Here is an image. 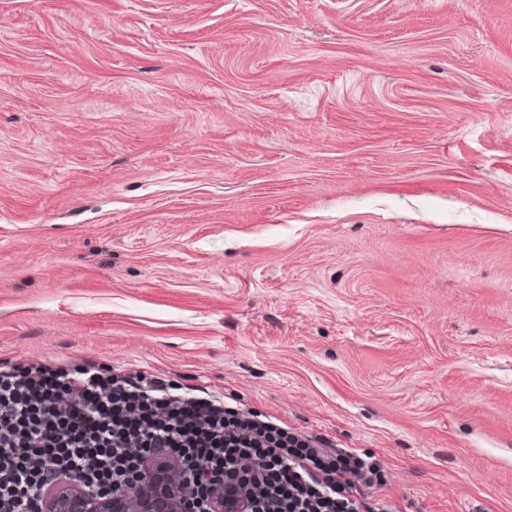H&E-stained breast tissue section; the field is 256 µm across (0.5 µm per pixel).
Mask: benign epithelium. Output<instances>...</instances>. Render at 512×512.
Listing matches in <instances>:
<instances>
[{
	"label": "benign epithelium",
	"mask_w": 512,
	"mask_h": 512,
	"mask_svg": "<svg viewBox=\"0 0 512 512\" xmlns=\"http://www.w3.org/2000/svg\"><path fill=\"white\" fill-rule=\"evenodd\" d=\"M192 476L163 459L146 462L131 490L106 495L76 479H55L45 490L44 512H183Z\"/></svg>",
	"instance_id": "1"
}]
</instances>
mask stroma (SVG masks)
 I'll return each instance as SVG.
<instances>
[{"label":"stroma","instance_id":"35a3bbf8","mask_svg":"<svg viewBox=\"0 0 512 512\" xmlns=\"http://www.w3.org/2000/svg\"><path fill=\"white\" fill-rule=\"evenodd\" d=\"M0 361L512 512V0H0Z\"/></svg>","mask_w":512,"mask_h":512}]
</instances>
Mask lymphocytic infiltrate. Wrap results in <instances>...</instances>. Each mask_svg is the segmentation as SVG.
Returning a JSON list of instances; mask_svg holds the SVG:
<instances>
[{"mask_svg":"<svg viewBox=\"0 0 512 512\" xmlns=\"http://www.w3.org/2000/svg\"><path fill=\"white\" fill-rule=\"evenodd\" d=\"M161 456L195 474L190 512L216 485L241 512H396L373 499L375 457L327 448L165 380L85 365L0 369V512H43L47 473L120 491Z\"/></svg>","mask_w":512,"mask_h":512,"instance_id":"1","label":"lymphocytic infiltrate"}]
</instances>
